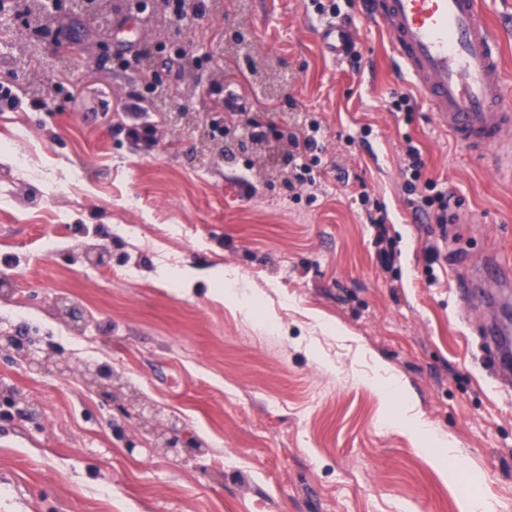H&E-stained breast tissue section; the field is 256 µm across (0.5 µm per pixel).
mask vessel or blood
<instances>
[{"instance_id":"obj_1","label":"vessel or blood","mask_w":512,"mask_h":512,"mask_svg":"<svg viewBox=\"0 0 512 512\" xmlns=\"http://www.w3.org/2000/svg\"><path fill=\"white\" fill-rule=\"evenodd\" d=\"M369 9L445 132L475 156L512 143L503 54L479 0H370ZM319 40L336 57L349 37L344 24L331 23ZM485 335L503 377L512 376V315L491 320Z\"/></svg>"}]
</instances>
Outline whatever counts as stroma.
Segmentation results:
<instances>
[{"instance_id":"obj_1","label":"stroma","mask_w":512,"mask_h":512,"mask_svg":"<svg viewBox=\"0 0 512 512\" xmlns=\"http://www.w3.org/2000/svg\"><path fill=\"white\" fill-rule=\"evenodd\" d=\"M204 5L192 37L216 52L234 110L264 114L278 134L318 122L315 186L264 183L248 151L198 165L193 132H164L153 148L132 137L138 106L112 96L128 79L123 16L104 27L54 12L66 58L47 44L31 56L47 96L17 71L15 24L0 19V333L73 368L40 373L0 350V512H460V485L512 512V390L476 347L484 305L464 310L457 292L478 265H512V153L474 158L441 129L365 0L338 2L358 54L343 62L320 47L329 16L313 0ZM229 19L287 73V105L263 98L225 53ZM403 95L411 109L395 111ZM22 124L45 181L4 160ZM408 139L424 178L458 201L446 227L407 201ZM77 167L82 189L47 198V183ZM376 210L388 268L367 220ZM122 224L141 225L139 238ZM101 247L108 265L90 267ZM225 267L249 309L210 291ZM88 361L111 374L116 402L81 378ZM386 370L406 392L385 402L374 381ZM130 396L155 404L158 421L178 417L192 453L176 462L144 449V427L116 408ZM408 412L447 446L415 447L397 425Z\"/></svg>"}]
</instances>
